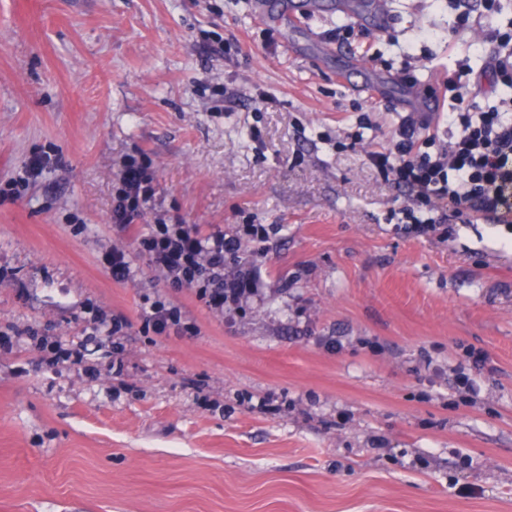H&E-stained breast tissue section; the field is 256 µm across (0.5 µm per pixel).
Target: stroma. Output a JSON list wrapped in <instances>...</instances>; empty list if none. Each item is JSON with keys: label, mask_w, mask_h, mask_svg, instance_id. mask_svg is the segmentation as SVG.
I'll list each match as a JSON object with an SVG mask.
<instances>
[{"label": "stroma", "mask_w": 512, "mask_h": 512, "mask_svg": "<svg viewBox=\"0 0 512 512\" xmlns=\"http://www.w3.org/2000/svg\"><path fill=\"white\" fill-rule=\"evenodd\" d=\"M304 2L275 24L257 0H0V327L25 332L0 352V512H512V229L391 223L398 193L365 160L486 46L448 0H373L384 32L316 51L347 18ZM354 60L375 84L337 79ZM136 152L158 213L135 230L271 225L242 252L244 310L102 268ZM156 298L197 334L143 333ZM92 304L128 326L84 340ZM44 339L83 344L81 365L47 366Z\"/></svg>", "instance_id": "35a3bbf8"}]
</instances>
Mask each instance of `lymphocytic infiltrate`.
Returning a JSON list of instances; mask_svg holds the SVG:
<instances>
[{"label": "lymphocytic infiltrate", "instance_id": "obj_1", "mask_svg": "<svg viewBox=\"0 0 512 512\" xmlns=\"http://www.w3.org/2000/svg\"><path fill=\"white\" fill-rule=\"evenodd\" d=\"M499 0H483L481 29L490 48L480 69L458 62L447 80V111L399 122L389 146L373 147L371 166L409 205L400 220L420 230L446 223L512 213V20L500 19ZM155 176L144 159L129 155L121 163L112 198V227L127 233L135 218L155 202ZM262 224H243L234 232L176 221L151 224L131 245H115L102 256L114 280L135 275L142 258L159 280L174 288L194 290L216 313L238 305L258 283L240 256L243 242L262 241ZM144 330L162 334L194 333L177 307L158 300L140 313Z\"/></svg>", "mask_w": 512, "mask_h": 512}]
</instances>
